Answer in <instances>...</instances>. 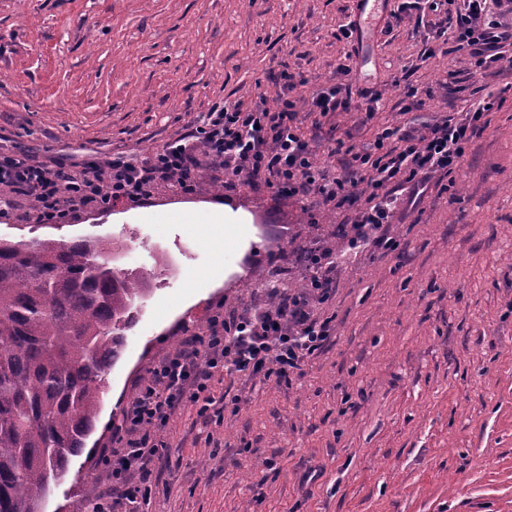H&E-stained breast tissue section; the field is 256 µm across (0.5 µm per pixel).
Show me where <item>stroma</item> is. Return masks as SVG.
Masks as SVG:
<instances>
[{"instance_id": "1", "label": "stroma", "mask_w": 512, "mask_h": 512, "mask_svg": "<svg viewBox=\"0 0 512 512\" xmlns=\"http://www.w3.org/2000/svg\"><path fill=\"white\" fill-rule=\"evenodd\" d=\"M383 0L351 38V0H0V147L43 155L143 158L219 102L269 104L341 84L381 90L328 116L300 111L320 161L388 126L421 124L489 95L496 106L462 166L396 214L386 253L348 250L357 203L303 207L258 181L204 177L74 221L0 216V238L81 236L114 243V264L152 276L126 333L96 431L45 512L91 500L113 426L152 363L216 310L253 309L274 279L306 280L303 251L342 252L326 300L328 343L285 381L216 375L221 416L185 404L163 434L159 489L145 512H512V69L471 74L427 36L442 12ZM219 202L248 213L240 243L216 253L200 225L166 209ZM223 262L219 281L208 277Z\"/></svg>"}]
</instances>
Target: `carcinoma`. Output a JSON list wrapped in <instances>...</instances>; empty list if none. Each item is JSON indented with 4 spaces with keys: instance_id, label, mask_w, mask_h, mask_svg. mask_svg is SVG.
I'll return each mask as SVG.
<instances>
[{
    "instance_id": "1",
    "label": "carcinoma",
    "mask_w": 512,
    "mask_h": 512,
    "mask_svg": "<svg viewBox=\"0 0 512 512\" xmlns=\"http://www.w3.org/2000/svg\"><path fill=\"white\" fill-rule=\"evenodd\" d=\"M90 237L0 239V512H42L82 454L149 280Z\"/></svg>"
}]
</instances>
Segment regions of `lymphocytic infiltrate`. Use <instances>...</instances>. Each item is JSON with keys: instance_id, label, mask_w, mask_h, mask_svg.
<instances>
[{"instance_id": "lymphocytic-infiltrate-1", "label": "lymphocytic infiltrate", "mask_w": 512, "mask_h": 512, "mask_svg": "<svg viewBox=\"0 0 512 512\" xmlns=\"http://www.w3.org/2000/svg\"><path fill=\"white\" fill-rule=\"evenodd\" d=\"M502 0H462L446 11L435 35L453 34L475 72L502 68L505 46H512V19L496 14ZM494 100L485 98L462 112L440 116L423 127H387L373 142L346 160L339 174L329 173L303 136L295 101L277 107L265 99L250 104L217 103L192 129L142 159L126 156L75 161L59 154L42 158L27 149L0 151V204L26 200L29 218L61 222L85 206L106 208L116 202L143 200L165 184L181 192L196 188L198 174L209 168L304 200L318 197L336 208L353 194L364 199L353 223L349 248H391L385 226L392 222L400 193L422 196L433 174H451L481 131ZM309 291L283 292L280 301L230 318L215 315L206 339L190 337L149 369L114 427V447L105 449L103 487L97 512H141L159 485L165 442L161 434L185 403L215 402L214 376L222 371L287 378L305 358L321 349L332 320L314 314L311 300H325L333 287L335 262L330 251L305 257Z\"/></svg>"}]
</instances>
